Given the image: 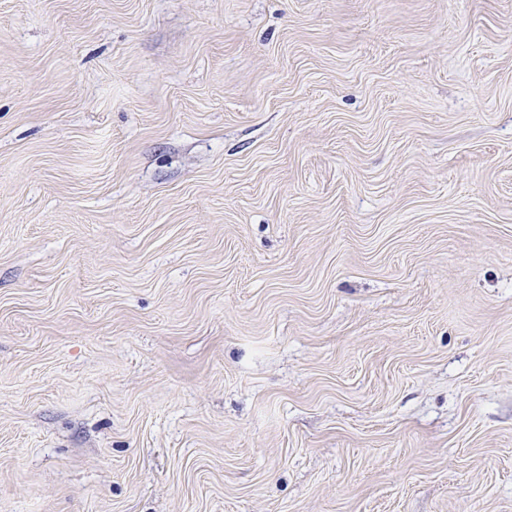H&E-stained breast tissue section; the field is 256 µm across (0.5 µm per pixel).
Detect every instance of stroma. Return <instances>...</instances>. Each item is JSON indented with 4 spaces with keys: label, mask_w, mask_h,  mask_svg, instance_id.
Here are the masks:
<instances>
[{
    "label": "stroma",
    "mask_w": 512,
    "mask_h": 512,
    "mask_svg": "<svg viewBox=\"0 0 512 512\" xmlns=\"http://www.w3.org/2000/svg\"><path fill=\"white\" fill-rule=\"evenodd\" d=\"M0 512H512V0H0Z\"/></svg>",
    "instance_id": "1"
}]
</instances>
